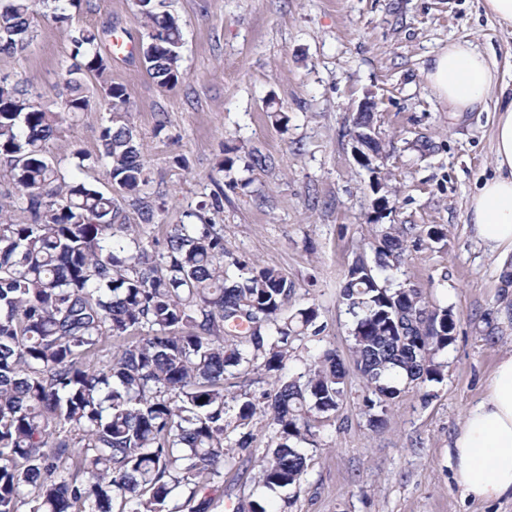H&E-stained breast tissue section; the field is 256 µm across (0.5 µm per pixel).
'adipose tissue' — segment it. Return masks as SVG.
Masks as SVG:
<instances>
[{
  "label": "adipose tissue",
  "instance_id": "ef3b65f1",
  "mask_svg": "<svg viewBox=\"0 0 512 512\" xmlns=\"http://www.w3.org/2000/svg\"><path fill=\"white\" fill-rule=\"evenodd\" d=\"M495 58L470 42L449 43L432 59L426 80L451 111L494 108L495 173L468 204L476 239L490 251H512V89L498 80ZM453 477L475 500L512 497V352L503 355L488 390L468 412L451 450Z\"/></svg>",
  "mask_w": 512,
  "mask_h": 512
}]
</instances>
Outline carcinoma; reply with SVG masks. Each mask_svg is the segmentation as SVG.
I'll list each match as a JSON object with an SVG mask.
<instances>
[{
  "label": "carcinoma",
  "instance_id": "1",
  "mask_svg": "<svg viewBox=\"0 0 512 512\" xmlns=\"http://www.w3.org/2000/svg\"><path fill=\"white\" fill-rule=\"evenodd\" d=\"M39 6L63 23L81 0H0V52L27 49ZM136 9L146 72L172 88L183 77L181 19L166 0H139ZM68 39L78 63L58 111L0 77V161L28 213L18 220L0 211V512H172L176 494L183 512H209L201 489L224 478L232 448H248V432L227 440L228 419L244 429L257 411L224 384L258 362L274 377L266 407L278 434L258 486H300L308 457L298 444L314 436L312 413L339 408L348 368L328 349L297 376H280L289 339L315 326L317 310L283 315L294 283L231 257L222 225L193 223L201 215L188 212L163 251H147L122 208L135 207L143 224L157 218L133 103L108 78L99 30H71ZM87 73L98 77L108 114L100 142L113 196L64 176L48 155L59 113L91 105ZM407 231L383 225L373 260L356 258L342 289L369 411L398 397L403 383L442 380L437 355L455 340L446 307L399 330L398 312L420 304L411 284L389 275ZM106 340L117 354L89 366Z\"/></svg>",
  "mask_w": 512,
  "mask_h": 512
}]
</instances>
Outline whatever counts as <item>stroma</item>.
<instances>
[{
  "mask_svg": "<svg viewBox=\"0 0 512 512\" xmlns=\"http://www.w3.org/2000/svg\"><path fill=\"white\" fill-rule=\"evenodd\" d=\"M184 24V78L160 88L138 51L111 58L110 77L135 107L160 223L146 226L147 249L162 250L185 211L224 227L235 258L277 269L295 285L286 313L312 306L316 332L294 337L282 374L294 377L330 348L351 358L350 317L341 291L353 260L370 255L372 173L352 155L349 131L359 102L376 101L374 123L385 142L380 169L396 195L388 224L413 231L397 272L427 305L451 310L455 340L438 356V382L406 386L371 424L365 387L350 371L342 405L318 422L305 445L300 488L274 498L282 512H512V500L482 503L452 479L450 448L467 411L485 393L499 357L512 351V253L490 252L467 222L470 197L494 173L493 110L457 113L425 78L448 43L468 41L495 55L512 84V29L486 14L482 0H170ZM35 38L21 54L0 52V75L29 85L54 105L73 59L65 28L35 17ZM70 25L103 30L104 44H138L143 32L133 0H83ZM288 114L273 123L269 106ZM107 114L99 102L63 116L49 152L70 173L71 150L87 157L80 176L105 193L113 186L100 160ZM259 149L265 170L236 162L219 171L225 146ZM238 188H230V181ZM223 207L213 210L214 194ZM433 224L447 238L430 240ZM253 438L207 493L210 512H233L258 496L257 476L276 427L257 411Z\"/></svg>",
  "mask_w": 512,
  "mask_h": 512,
  "instance_id": "stroma-1",
  "label": "stroma"
}]
</instances>
